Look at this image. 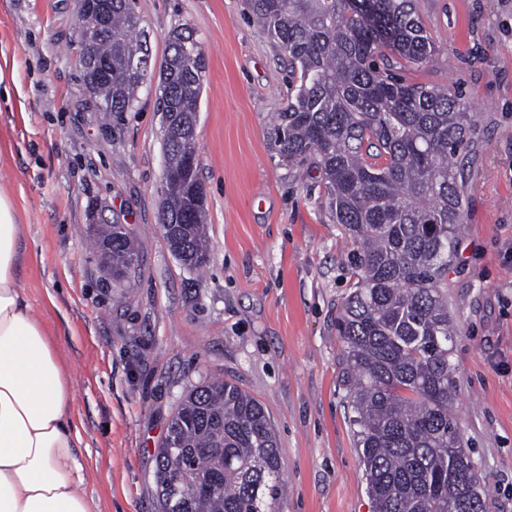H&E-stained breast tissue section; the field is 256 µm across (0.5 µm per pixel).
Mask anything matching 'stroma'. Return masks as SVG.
I'll list each match as a JSON object with an SVG mask.
<instances>
[{
	"mask_svg": "<svg viewBox=\"0 0 512 512\" xmlns=\"http://www.w3.org/2000/svg\"><path fill=\"white\" fill-rule=\"evenodd\" d=\"M152 72L195 28L207 69L197 124L210 260L186 269L161 231L156 84L94 112L79 79L76 0H0V191L23 226L17 286L57 342L91 512H159L157 449L183 395L232 382L264 407L282 466L279 512H372L341 377L336 321L353 249L322 175L282 165L267 131L288 61L246 0H136ZM436 54L402 72L477 120L457 254L454 411L487 512H512V0H415ZM139 245L130 281L103 269L91 214Z\"/></svg>",
	"mask_w": 512,
	"mask_h": 512,
	"instance_id": "1",
	"label": "stroma"
}]
</instances>
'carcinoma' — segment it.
I'll use <instances>...</instances> for the list:
<instances>
[{
  "instance_id": "cac0c4a2",
  "label": "carcinoma",
  "mask_w": 512,
  "mask_h": 512,
  "mask_svg": "<svg viewBox=\"0 0 512 512\" xmlns=\"http://www.w3.org/2000/svg\"><path fill=\"white\" fill-rule=\"evenodd\" d=\"M252 18L288 58L295 83L270 125L271 152L321 170L324 200L354 245L353 291L337 330L343 383L373 512H486L481 476L462 446L450 362L456 330L441 291L462 223L473 113L448 90L408 83L389 56L421 65L435 52L414 0H248ZM90 37L80 79L95 112H128L149 57L134 0H77ZM158 90L165 112L199 111L204 75L194 29L168 38ZM382 64H377V61ZM169 220L183 227L187 269L209 262L205 214L183 167L195 136L163 139ZM112 276L138 261L126 228L95 238ZM160 512H277L275 430L262 404L233 383L186 394L157 453Z\"/></svg>"
}]
</instances>
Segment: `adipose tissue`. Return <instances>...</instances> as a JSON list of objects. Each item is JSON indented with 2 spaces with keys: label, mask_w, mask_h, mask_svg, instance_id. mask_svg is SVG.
<instances>
[{
  "label": "adipose tissue",
  "mask_w": 512,
  "mask_h": 512,
  "mask_svg": "<svg viewBox=\"0 0 512 512\" xmlns=\"http://www.w3.org/2000/svg\"><path fill=\"white\" fill-rule=\"evenodd\" d=\"M20 233L0 192V512H90L69 377L16 286Z\"/></svg>",
  "instance_id": "adipose-tissue-1"
}]
</instances>
